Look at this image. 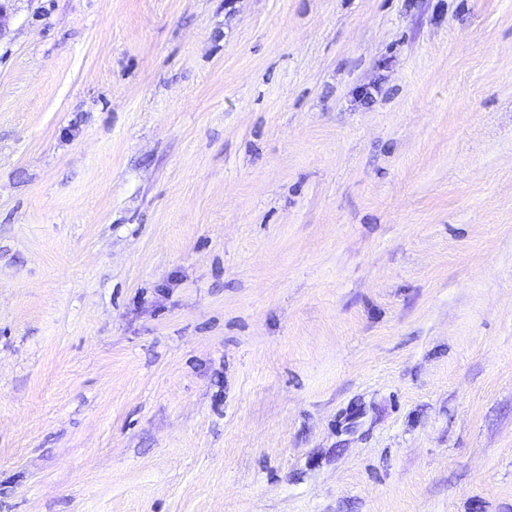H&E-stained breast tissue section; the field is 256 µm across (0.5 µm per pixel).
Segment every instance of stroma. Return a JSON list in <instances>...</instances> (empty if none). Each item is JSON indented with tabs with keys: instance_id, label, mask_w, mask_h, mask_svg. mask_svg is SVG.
Here are the masks:
<instances>
[{
	"instance_id": "1",
	"label": "stroma",
	"mask_w": 512,
	"mask_h": 512,
	"mask_svg": "<svg viewBox=\"0 0 512 512\" xmlns=\"http://www.w3.org/2000/svg\"><path fill=\"white\" fill-rule=\"evenodd\" d=\"M0 512H512V0H13Z\"/></svg>"
}]
</instances>
